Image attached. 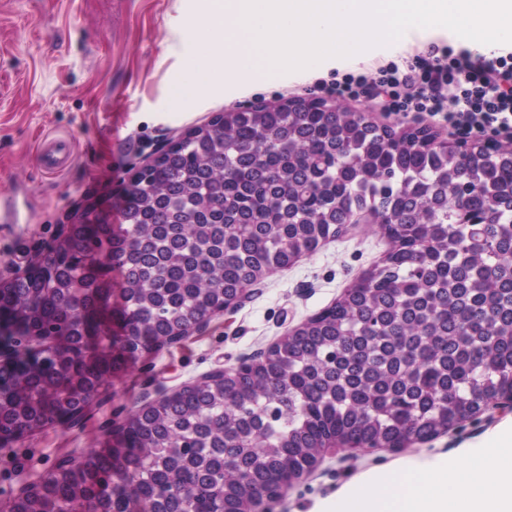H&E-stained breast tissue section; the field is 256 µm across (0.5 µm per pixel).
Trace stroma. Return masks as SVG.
I'll return each mask as SVG.
<instances>
[{
  "mask_svg": "<svg viewBox=\"0 0 512 512\" xmlns=\"http://www.w3.org/2000/svg\"><path fill=\"white\" fill-rule=\"evenodd\" d=\"M198 7L197 0H0V198L12 200L19 213L18 223H0V278L44 258L68 214L89 209L107 223H123V199L137 168L162 144L213 114L293 96L322 98L326 86L346 77L371 80L390 62H412L431 49L462 43L447 31H423L406 43L372 48L364 60L322 61L314 76L294 71L236 80L223 94L201 96L185 109L174 104L189 73L180 20ZM346 104L380 124L448 131L441 117L389 112L369 95ZM53 134L75 146L73 166L60 175L45 173L36 161L39 141ZM389 248L377 225L353 227L263 277L237 307L181 343L132 359L100 387L81 422L36 430L0 450V508L58 459L110 446L113 425L129 412L266 351L336 302ZM510 425L512 407L491 408L398 452L353 450L326 457L270 512H314L364 473L406 458L433 460L480 448Z\"/></svg>",
  "mask_w": 512,
  "mask_h": 512,
  "instance_id": "obj_1",
  "label": "stroma"
}]
</instances>
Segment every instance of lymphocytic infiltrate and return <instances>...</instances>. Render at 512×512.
<instances>
[{
	"mask_svg": "<svg viewBox=\"0 0 512 512\" xmlns=\"http://www.w3.org/2000/svg\"><path fill=\"white\" fill-rule=\"evenodd\" d=\"M377 93L386 110L442 116L459 136L512 142V53L457 54L420 58L380 70Z\"/></svg>",
	"mask_w": 512,
	"mask_h": 512,
	"instance_id": "f902f5d3",
	"label": "lymphocytic infiltrate"
}]
</instances>
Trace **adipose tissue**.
I'll return each mask as SVG.
<instances>
[{
  "label": "adipose tissue",
  "mask_w": 512,
  "mask_h": 512,
  "mask_svg": "<svg viewBox=\"0 0 512 512\" xmlns=\"http://www.w3.org/2000/svg\"><path fill=\"white\" fill-rule=\"evenodd\" d=\"M320 512H512V432L457 459L368 474Z\"/></svg>",
  "instance_id": "adipose-tissue-1"
}]
</instances>
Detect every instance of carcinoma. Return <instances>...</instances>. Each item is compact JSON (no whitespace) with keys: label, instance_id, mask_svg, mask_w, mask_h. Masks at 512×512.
<instances>
[{"label":"carcinoma","instance_id":"1","mask_svg":"<svg viewBox=\"0 0 512 512\" xmlns=\"http://www.w3.org/2000/svg\"><path fill=\"white\" fill-rule=\"evenodd\" d=\"M125 223L74 227L78 254L58 255L12 286L7 333L59 338L41 361L0 367V413L10 429L61 425L81 395L126 366L121 335L91 312L66 323L69 300L105 285L83 274L106 250L122 272L121 328L151 351L222 296L288 265L371 207L401 242L392 262L311 320L300 337L236 375L213 376L135 412L101 452L88 453L31 504L132 512L133 482L112 493L114 462L184 496L187 512H241L253 494L310 465L336 432L370 444L405 432L437 435L483 402L512 392V149L445 153L430 134L399 139L341 103L229 112L178 142L176 156L139 173ZM295 410L271 440L261 408Z\"/></svg>","mask_w":512,"mask_h":512}]
</instances>
